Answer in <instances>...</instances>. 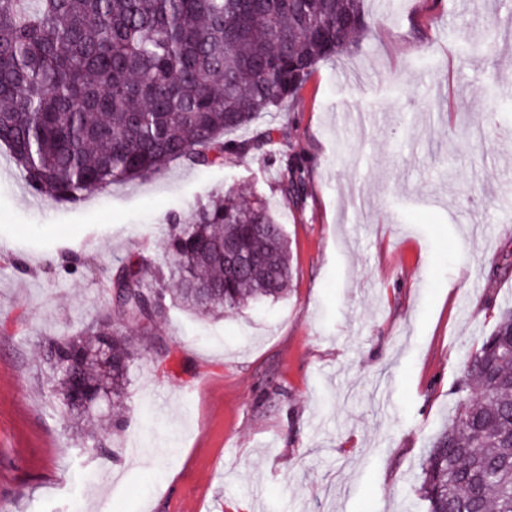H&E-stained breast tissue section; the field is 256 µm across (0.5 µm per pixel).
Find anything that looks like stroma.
I'll list each match as a JSON object with an SVG mask.
<instances>
[{"mask_svg": "<svg viewBox=\"0 0 512 512\" xmlns=\"http://www.w3.org/2000/svg\"><path fill=\"white\" fill-rule=\"evenodd\" d=\"M370 27L267 114L303 208L249 152L87 194L32 192L0 149V512H401L465 354L512 309V0H365ZM501 113L489 117L491 105ZM280 215L279 300L166 298L105 455L71 434L38 344L112 306L126 260L225 189ZM280 163L281 190L294 206L302 207L306 199V166L296 155H288Z\"/></svg>", "mask_w": 512, "mask_h": 512, "instance_id": "stroma-1", "label": "stroma"}]
</instances>
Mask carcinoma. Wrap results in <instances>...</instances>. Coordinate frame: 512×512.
Wrapping results in <instances>:
<instances>
[{
	"label": "carcinoma",
	"instance_id": "obj_1",
	"mask_svg": "<svg viewBox=\"0 0 512 512\" xmlns=\"http://www.w3.org/2000/svg\"><path fill=\"white\" fill-rule=\"evenodd\" d=\"M365 0H0V145L26 185L76 204L94 190L174 160L210 166L274 153L270 128L236 133L294 100L317 64L356 43ZM307 169L280 160L283 194L306 199ZM261 272L229 276L226 245ZM291 279L288 238L270 205L229 189L169 225L163 264L129 261L106 308L76 336L39 345L47 382L75 426L106 391L122 408L142 336L165 323L162 294L220 314L276 300ZM454 416L424 456L427 512H512V309L469 349Z\"/></svg>",
	"mask_w": 512,
	"mask_h": 512
}]
</instances>
